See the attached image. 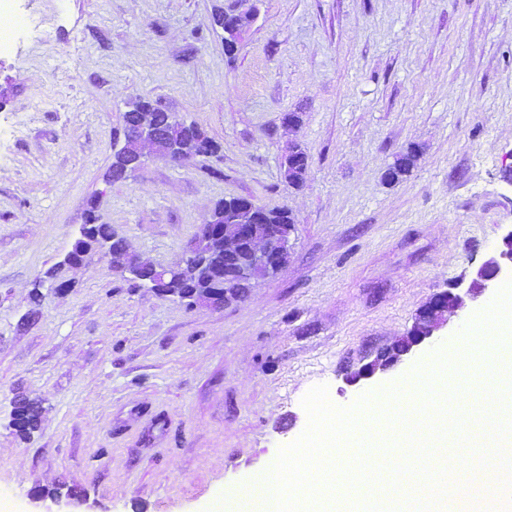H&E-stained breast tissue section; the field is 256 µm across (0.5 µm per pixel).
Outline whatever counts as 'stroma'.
I'll use <instances>...</instances> for the list:
<instances>
[{
    "instance_id": "35a3bbf8",
    "label": "stroma",
    "mask_w": 512,
    "mask_h": 512,
    "mask_svg": "<svg viewBox=\"0 0 512 512\" xmlns=\"http://www.w3.org/2000/svg\"><path fill=\"white\" fill-rule=\"evenodd\" d=\"M9 4L22 24L0 55V496L15 512H44L30 491L61 486L90 512H208L304 432L313 387L343 407L423 360L343 381L512 228V0H255L232 55L214 19L239 0ZM139 97L221 152L152 154L109 180ZM296 142L309 168L293 188L281 160ZM411 146V172L386 181ZM232 196L296 220L287 264L244 300L189 306L98 254L68 288L38 284L89 211L169 267ZM21 396L43 406L27 439Z\"/></svg>"
}]
</instances>
